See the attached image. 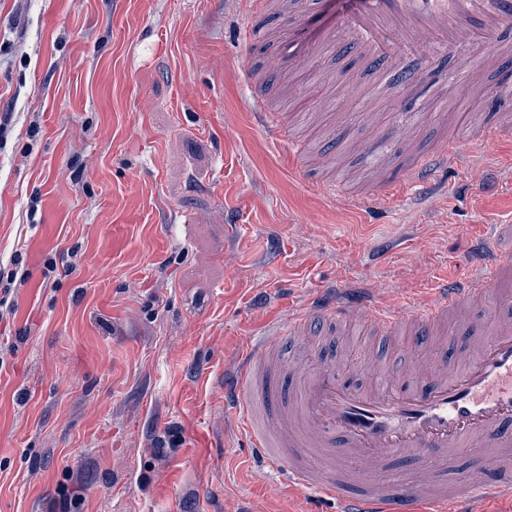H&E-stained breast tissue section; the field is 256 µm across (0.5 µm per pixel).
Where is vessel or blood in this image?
Masks as SVG:
<instances>
[{
  "label": "vessel or blood",
  "mask_w": 512,
  "mask_h": 512,
  "mask_svg": "<svg viewBox=\"0 0 512 512\" xmlns=\"http://www.w3.org/2000/svg\"><path fill=\"white\" fill-rule=\"evenodd\" d=\"M239 28L244 43L276 40L287 50L285 34L257 28L255 15L275 11L288 16L301 0H241ZM337 27L322 34L335 44L336 31L366 64L400 71L416 52L453 53L454 70L472 88L488 86L490 70L512 59V0H344ZM501 105L493 118L468 126L462 134L421 142L419 130L398 135V163L377 146L366 150L356 189L344 197L355 206H381L385 194L407 188L434 189L449 159L467 163L490 142L512 138V84L492 87ZM254 121L275 139L288 140V115L259 105ZM512 273V225L501 224L469 256V274L444 280L426 299L380 305L366 289L321 292L307 306L275 324L251 345L236 370L224 377V404L235 413L249 445L269 467L286 469L288 482L338 502L340 512H461L476 499L512 500V323L496 322L479 337L473 356L461 367L427 361L410 350L403 373L369 353L364 364L373 382L352 385L338 375L335 358L315 363L284 361L282 340L312 350L339 328L357 324L376 336L401 330L433 333L448 316L496 312L494 287ZM493 448L489 459L463 478L449 473V459L473 445ZM418 463L409 487L394 489L382 473L397 462ZM370 467L378 480L355 481L351 465Z\"/></svg>",
  "instance_id": "vessel-or-blood-1"
}]
</instances>
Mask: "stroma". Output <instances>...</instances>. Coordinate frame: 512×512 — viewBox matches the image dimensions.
<instances>
[{
    "mask_svg": "<svg viewBox=\"0 0 512 512\" xmlns=\"http://www.w3.org/2000/svg\"><path fill=\"white\" fill-rule=\"evenodd\" d=\"M340 13L256 15L291 30L296 67L240 42L239 0H0V260L25 271L0 316V512H333L252 456L218 382L318 292L398 304L512 224V140L376 217L310 186L373 138L394 149L362 119L373 76L316 47ZM248 63L295 114L297 161L253 124ZM324 79L335 94L314 103ZM495 107L446 77L425 140Z\"/></svg>",
    "mask_w": 512,
    "mask_h": 512,
    "instance_id": "1",
    "label": "stroma"
}]
</instances>
